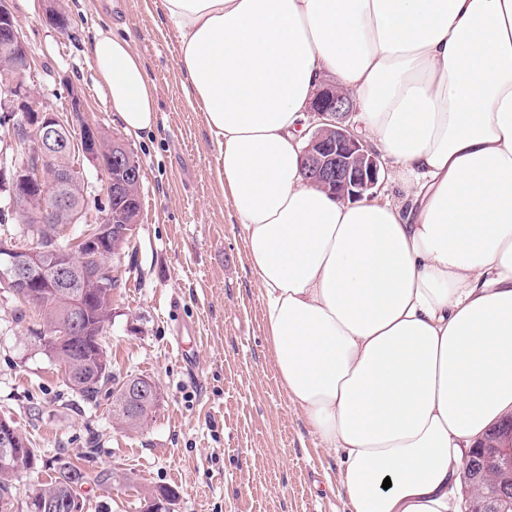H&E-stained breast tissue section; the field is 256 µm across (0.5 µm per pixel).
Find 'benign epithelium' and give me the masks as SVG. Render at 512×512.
Masks as SVG:
<instances>
[{
  "instance_id": "obj_1",
  "label": "benign epithelium",
  "mask_w": 512,
  "mask_h": 512,
  "mask_svg": "<svg viewBox=\"0 0 512 512\" xmlns=\"http://www.w3.org/2000/svg\"><path fill=\"white\" fill-rule=\"evenodd\" d=\"M46 19L60 28L67 16L63 0H48ZM0 46L6 65L0 74L8 91L0 95V117L10 125L12 141L26 140L24 162L0 168V188L8 193L5 207L29 201L42 212L48 224H78L85 210L86 171L99 172L112 166L106 187L116 198L132 195L140 186V167L135 157L117 138L108 139L95 125L79 123L81 100L69 89V116L40 106L27 78L32 60L28 40L18 30L11 0H0ZM310 126L302 150L305 178L342 201H360L374 196L380 178L381 159L372 145L356 131L352 121V97L331 81L321 84L308 107ZM112 212L103 215L99 226L78 240L80 250L99 260L111 255L108 241ZM49 249L19 247L12 242L0 246V283L22 301H42L47 296L44 280L35 271L46 267ZM53 279L71 278L73 264L66 251L55 252L51 263ZM159 399L157 384L147 377L127 382V398ZM33 462V452L14 419L0 418V464L7 467ZM465 477L467 506L471 512H502L499 504L512 493V420L494 429L481 447L467 456ZM83 479L75 481L72 494L64 500L63 512H83L78 494Z\"/></svg>"
}]
</instances>
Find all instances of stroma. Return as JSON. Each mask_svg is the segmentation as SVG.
I'll return each instance as SVG.
<instances>
[{"mask_svg":"<svg viewBox=\"0 0 512 512\" xmlns=\"http://www.w3.org/2000/svg\"><path fill=\"white\" fill-rule=\"evenodd\" d=\"M74 21L56 33L43 0H13L34 50L37 98L65 112L61 79L78 88L83 116L122 136L90 57L98 32L129 39L155 84L158 122L127 146L142 171L140 223L114 258L112 370L146 376L160 400L147 427L112 424L109 401L92 407L68 389L34 336L38 310L17 319L19 300L0 289V415L28 432L45 465L21 472L13 512L49 480L56 458L80 464L86 512H145L148 493L175 491L174 512H347L325 491L340 462L322 448L272 365L260 292L244 233L216 179L217 153L201 113L181 87L178 36L161 0H66ZM96 453H89V446Z\"/></svg>","mask_w":512,"mask_h":512,"instance_id":"obj_1","label":"stroma"}]
</instances>
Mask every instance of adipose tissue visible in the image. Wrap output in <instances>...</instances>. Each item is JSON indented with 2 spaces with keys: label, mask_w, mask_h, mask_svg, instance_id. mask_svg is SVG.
Instances as JSON below:
<instances>
[{
  "label": "adipose tissue",
  "mask_w": 512,
  "mask_h": 512,
  "mask_svg": "<svg viewBox=\"0 0 512 512\" xmlns=\"http://www.w3.org/2000/svg\"><path fill=\"white\" fill-rule=\"evenodd\" d=\"M241 224L269 355L340 460L349 512H455L469 448L512 415V0H163ZM124 133L156 122L129 40L99 33ZM335 77L398 197L301 169ZM390 488H383V481Z\"/></svg>",
  "instance_id": "obj_1"
}]
</instances>
